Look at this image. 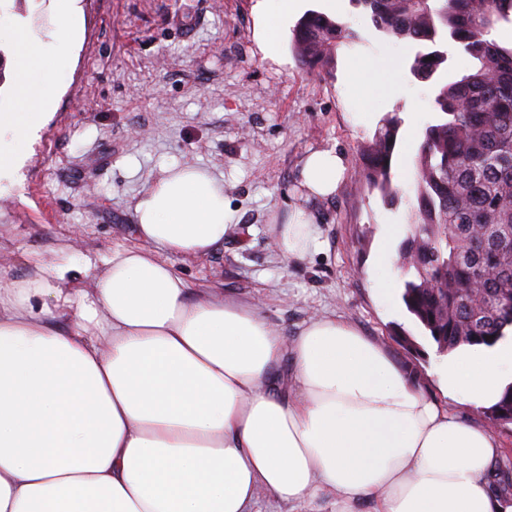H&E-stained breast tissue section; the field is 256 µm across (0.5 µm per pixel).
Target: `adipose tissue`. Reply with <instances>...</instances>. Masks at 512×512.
Segmentation results:
<instances>
[{"label": "adipose tissue", "mask_w": 512, "mask_h": 512, "mask_svg": "<svg viewBox=\"0 0 512 512\" xmlns=\"http://www.w3.org/2000/svg\"><path fill=\"white\" fill-rule=\"evenodd\" d=\"M56 43L0 18L13 46L18 111L0 115V173L52 105L77 38L75 0H54ZM333 149L304 160L308 195L336 193ZM140 247L118 251L89 291L67 267L0 287V512H257L261 494L296 512H512L495 488L498 439L464 421L352 323L322 315L286 339L249 302L193 290L166 257L201 256L232 232L224 184L171 165L137 201ZM269 233L302 259L323 242L301 207ZM55 300L54 307L43 298ZM512 338L462 347L447 395L496 403Z\"/></svg>", "instance_id": "1"}]
</instances>
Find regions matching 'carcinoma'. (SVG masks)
<instances>
[{"mask_svg": "<svg viewBox=\"0 0 512 512\" xmlns=\"http://www.w3.org/2000/svg\"><path fill=\"white\" fill-rule=\"evenodd\" d=\"M374 29L417 51L409 71L434 89L437 120L426 125L416 156L409 233L398 250L401 300L440 352L491 346L512 327V44L491 38L512 26V0H350ZM359 40L346 25L314 9L292 28L291 49L313 71L336 49ZM476 60L456 80L448 42ZM402 119H382L363 148L364 179L384 202L400 200L391 161ZM512 424V384L487 409Z\"/></svg>", "mask_w": 512, "mask_h": 512, "instance_id": "1", "label": "carcinoma"}]
</instances>
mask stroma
I'll list each match as a JSON object with an SVG mask.
<instances>
[{
    "instance_id": "stroma-1",
    "label": "stroma",
    "mask_w": 512,
    "mask_h": 512,
    "mask_svg": "<svg viewBox=\"0 0 512 512\" xmlns=\"http://www.w3.org/2000/svg\"><path fill=\"white\" fill-rule=\"evenodd\" d=\"M81 33L51 111L24 156L0 179V285L33 277L40 261L69 267L63 282L87 288L83 259L101 263L139 246L136 201L164 167L194 164L224 183L231 223L245 234L201 257H171L195 288L252 299L284 336L313 316L333 314L381 341L439 395L446 354L413 321L401 299L383 306L372 279L380 253L397 260L408 233L414 158L435 122L431 85L415 80V50L373 28L349 0L335 20L360 36L340 46L332 67L303 69L290 47L291 24L258 40L260 0H76ZM0 15L47 38L51 0H0ZM365 53L370 71L348 56ZM399 113L392 180L397 205L360 175V150L382 119ZM344 154L348 171L335 196L308 199L299 182L315 150ZM309 211L325 243L284 259L268 232L293 208ZM411 343H403L401 333Z\"/></svg>"
}]
</instances>
